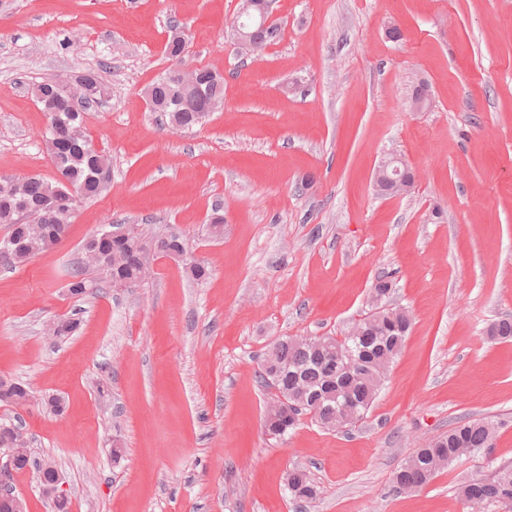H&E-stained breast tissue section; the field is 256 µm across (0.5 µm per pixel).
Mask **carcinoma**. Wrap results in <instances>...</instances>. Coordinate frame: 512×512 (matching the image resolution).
Listing matches in <instances>:
<instances>
[{"instance_id": "1", "label": "carcinoma", "mask_w": 512, "mask_h": 512, "mask_svg": "<svg viewBox=\"0 0 512 512\" xmlns=\"http://www.w3.org/2000/svg\"><path fill=\"white\" fill-rule=\"evenodd\" d=\"M241 26L253 38L268 46L280 36L279 26H263L259 10L237 13L231 26ZM199 82L206 97H201L181 84L163 76L152 85L155 112H163L171 124L189 129L202 124L198 113L207 111V101H224V78L204 67L199 71ZM38 102L47 113L60 116L61 122L46 128V147L56 169V176L46 179L40 176L27 178L21 186L22 194L30 205L29 215L18 218L14 213V201L0 193V224L9 228L7 236L0 239V246L8 240L15 241L13 265H23L41 252L54 247L66 233L67 225L57 224L45 217L43 205L49 203L64 209L78 207V203L67 200L61 193L66 180L80 190V199L101 195L105 187L96 178L99 166H111L110 158L98 152L91 145L72 136V129L81 125L84 113L71 111L69 97L57 91L50 83L43 82L34 90ZM146 238L141 232L127 236L109 238L98 232L86 240L83 251H116L123 255L118 267L106 268L107 276L114 283L142 279V247ZM87 265L81 263L74 271L68 284L73 295H83L90 286L84 276ZM410 315L398 308L383 311L376 318L362 319L364 336L359 341L346 337L337 339L326 336L330 345L313 355L304 344H295L291 338L278 340L275 361L260 363L258 378L264 387H277L293 408L281 411H267L264 426L274 437L285 435L298 424L304 415L326 431L346 429L362 420L372 408L386 379L382 366L393 361L409 332ZM487 335L493 341L512 340V319L503 318L493 322ZM364 348V355L351 376L332 372L334 355L346 350L358 351ZM296 369L301 374L297 380L284 371ZM495 426L488 419L461 418L448 429V433L429 442L409 457L395 472L393 488L401 493L407 487L418 489L428 485L439 472L464 456L490 452L494 447ZM52 462L32 460L35 478L40 485H49L53 480ZM286 485L293 500L310 502L317 495V489L308 472L294 468L287 473ZM461 497L472 508L483 509L486 505L497 504L504 512H512V464L498 466L489 476H477L460 487Z\"/></svg>"}]
</instances>
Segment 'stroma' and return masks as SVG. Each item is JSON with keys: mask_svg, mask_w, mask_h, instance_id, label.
Masks as SVG:
<instances>
[{"mask_svg": "<svg viewBox=\"0 0 512 512\" xmlns=\"http://www.w3.org/2000/svg\"><path fill=\"white\" fill-rule=\"evenodd\" d=\"M238 6L0 0V175L54 177L33 88L89 71L110 93L84 133L112 161L59 245L0 268V376L33 396L0 422L63 471L71 512H471L460 487L512 463V341L486 335L512 318V0H277L279 38L248 57L232 44ZM174 24L184 65L224 76L223 109L183 131L146 99ZM391 155L415 173L406 195L374 189ZM111 224L175 230L207 277L159 257L136 287L93 271L71 295L83 243ZM383 274L412 327L367 417L270 436L268 345L345 336ZM74 312L73 335H46ZM462 418L495 421L492 457L393 492L416 448ZM297 466L319 490L302 508L285 482Z\"/></svg>", "mask_w": 512, "mask_h": 512, "instance_id": "35a3bbf8", "label": "stroma"}]
</instances>
